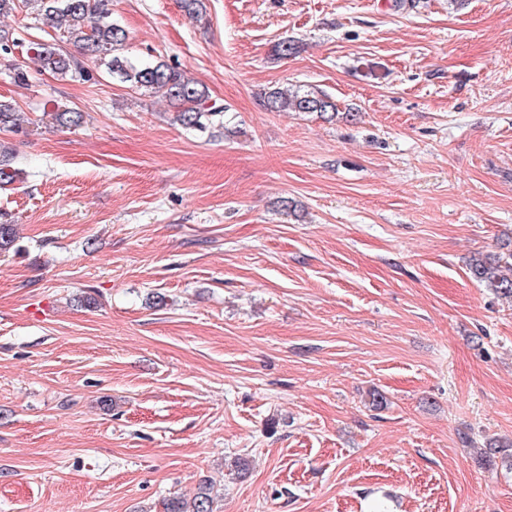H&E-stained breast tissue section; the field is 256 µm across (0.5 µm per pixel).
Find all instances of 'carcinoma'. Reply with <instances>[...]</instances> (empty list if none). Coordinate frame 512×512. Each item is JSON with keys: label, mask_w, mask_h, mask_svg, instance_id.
Segmentation results:
<instances>
[{"label": "carcinoma", "mask_w": 512, "mask_h": 512, "mask_svg": "<svg viewBox=\"0 0 512 512\" xmlns=\"http://www.w3.org/2000/svg\"><path fill=\"white\" fill-rule=\"evenodd\" d=\"M26 8L30 27L48 26L60 39L32 43L40 71L59 82L81 80L95 84L102 75L116 78L126 88L144 96L164 99L172 109V121L186 130L207 131L225 127L228 108L210 102L205 87L189 71L162 59L136 63L122 55L128 32L112 18V0H0V16ZM17 36L0 28V68L13 73L16 83L24 85L28 72L14 63L12 54ZM71 45V52L65 45ZM264 107L270 112L315 113L331 120L336 103L322 91L292 88L274 89L264 94ZM18 109L10 100L0 99V133L20 129ZM53 119L64 126L77 127L84 121L83 111L75 107L56 109ZM21 169L15 166L10 147L0 144V190L20 181ZM507 251L494 258H475L468 265L469 277L512 301V242ZM209 488L202 487L193 501L171 499L165 512H212Z\"/></svg>", "instance_id": "obj_1"}]
</instances>
